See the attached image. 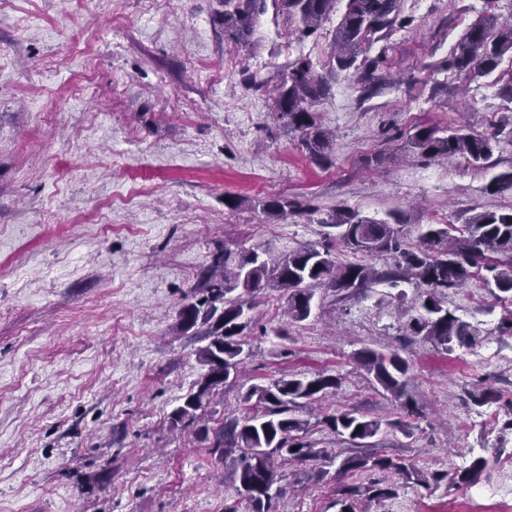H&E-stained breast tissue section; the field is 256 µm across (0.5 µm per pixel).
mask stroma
I'll use <instances>...</instances> for the list:
<instances>
[{"label":"stroma","instance_id":"1","mask_svg":"<svg viewBox=\"0 0 512 512\" xmlns=\"http://www.w3.org/2000/svg\"><path fill=\"white\" fill-rule=\"evenodd\" d=\"M346 5L307 37L267 10L237 50L221 0H0V512L242 510L206 442L170 422L205 372L201 330L181 331L179 313L218 249L322 245L333 207L400 211L412 246L427 225L512 207L489 190L512 171V59L481 77L443 68L479 19L512 21V0H401L367 52L381 61L373 95L327 64ZM304 57L331 86L315 107L333 133L328 167L271 112L269 89ZM461 126L497 135L486 166L410 150L418 129ZM269 197L303 210L268 215L257 202ZM400 292L417 296L409 283L343 301L322 288L299 323L282 316L283 292H261L243 318L241 383L206 408L209 426L242 415V386L333 375L335 396L298 412L309 440L337 448L323 417L350 411L382 422L373 454L448 474L367 512H512V497L492 494L512 480L499 465L512 458V303L478 274L449 293L483 338L447 355L405 338ZM387 343L410 364L415 416L355 360ZM480 457L476 483L458 482ZM370 479L337 478L323 460L285 466L276 510L338 512L340 484Z\"/></svg>","mask_w":512,"mask_h":512}]
</instances>
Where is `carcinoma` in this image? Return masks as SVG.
Instances as JSON below:
<instances>
[{
    "label": "carcinoma",
    "instance_id": "1",
    "mask_svg": "<svg viewBox=\"0 0 512 512\" xmlns=\"http://www.w3.org/2000/svg\"><path fill=\"white\" fill-rule=\"evenodd\" d=\"M224 39L232 46H247L256 19L273 6L296 24L302 34L313 33L336 9V0H222ZM400 0H348L338 22L329 66L341 71L361 72V81L372 79L378 62H358L365 46L381 39L395 24ZM512 58V22L491 16L474 23L458 42L447 66L475 77L495 70L504 57ZM329 92L328 84L313 63L299 58L289 65L273 88L274 113L299 141L310 158L318 164L331 162L333 135L317 121L315 103ZM412 147L427 158L462 156L470 162L488 161L497 141L494 136L475 135L462 128L440 136L434 128H422L411 136ZM294 204L285 199L262 201V209L271 215L286 216ZM322 224L336 229V244L351 252L368 256L374 253L395 255V263L378 270L365 262L337 261L333 245L302 246L277 258H264L253 249L236 253L220 249L213 256L207 272L199 279L197 290L202 298L183 306L180 327L204 328L207 344L197 351L198 360L207 367L197 382V389L184 397L170 416L171 423L196 427L202 422L201 411L207 399L227 383L239 380L244 364L241 317L251 308L265 288L288 291L289 320L309 318L312 300L318 288H327L339 300L365 292L372 286H392L407 282L421 289L417 315L406 322L409 335L430 343L437 350L452 353L457 347L476 344L481 338L478 326L463 320L445 306L448 291L461 288L473 276L472 269L488 272L487 285L503 294L501 300L512 302V207L506 211H483L472 215L460 227L429 224L415 247L406 244L401 215L387 212L376 219L354 211L330 209ZM493 253L491 259L487 254ZM356 361L386 395L407 408L410 365L399 352L364 347ZM339 379L319 374L312 379L282 378L269 386L251 385L240 394L245 415L226 416L218 426L200 428L209 442L210 453L224 464V478L231 481L238 495L246 501L248 512H273L280 495L274 487L277 468L287 464H305L319 459L338 463L337 474L390 471L405 482L423 485L442 481L447 473L434 471L427 476L411 464L386 456L328 454L324 448L304 441L308 422L296 415L303 403H316L335 394ZM324 423L337 440L350 445L377 436L382 427L378 420H366L350 411L324 417ZM386 499L396 495L391 484L370 481L364 488H351L341 500L339 512H364L358 496Z\"/></svg>",
    "mask_w": 512,
    "mask_h": 512
}]
</instances>
